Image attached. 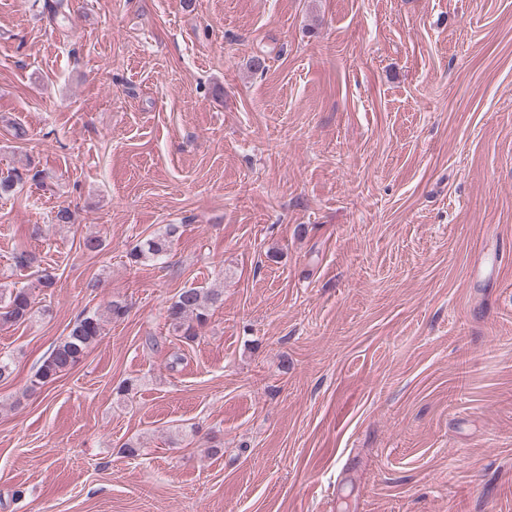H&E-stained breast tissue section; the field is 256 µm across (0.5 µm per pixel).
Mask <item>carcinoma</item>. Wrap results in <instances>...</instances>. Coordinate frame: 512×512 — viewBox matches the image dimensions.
I'll return each mask as SVG.
<instances>
[{
  "mask_svg": "<svg viewBox=\"0 0 512 512\" xmlns=\"http://www.w3.org/2000/svg\"><path fill=\"white\" fill-rule=\"evenodd\" d=\"M178 233V226L170 224L165 232L137 242L126 258L130 264L163 259ZM220 293L199 288H185L174 296L167 308V318L175 333L187 342L198 337V328L205 325L211 307L218 302ZM123 300H111L103 311L84 314L75 321L64 338L57 341L30 380L29 390L35 391L57 380L82 362L89 349L101 338L106 324L127 314ZM35 298L26 288L0 287V324H18L35 315Z\"/></svg>",
  "mask_w": 512,
  "mask_h": 512,
  "instance_id": "carcinoma-1",
  "label": "carcinoma"
}]
</instances>
